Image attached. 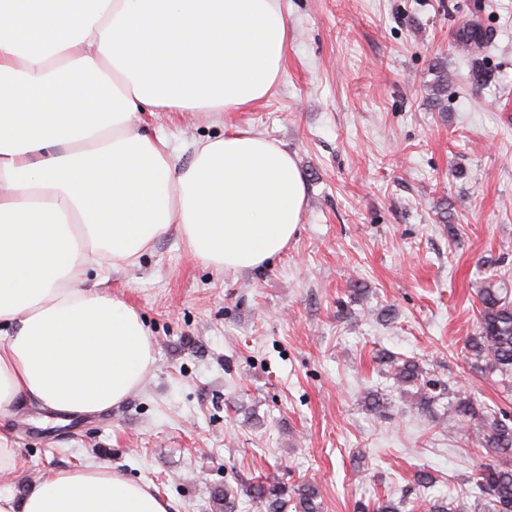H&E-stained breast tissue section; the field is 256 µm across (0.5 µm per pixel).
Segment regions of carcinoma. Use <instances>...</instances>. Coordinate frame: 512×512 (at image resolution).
<instances>
[{
    "label": "carcinoma",
    "instance_id": "cac0c4a2",
    "mask_svg": "<svg viewBox=\"0 0 512 512\" xmlns=\"http://www.w3.org/2000/svg\"><path fill=\"white\" fill-rule=\"evenodd\" d=\"M479 307L476 332L465 344V359L473 368L489 374L497 373L512 391V298L508 289L493 278L478 293ZM380 363L388 367L396 385L410 393L411 405L419 413L431 411L430 382L414 359L397 357L390 352L381 355ZM448 410L456 422L474 435L476 454L488 449L497 459L475 471L472 492L450 494L446 498L412 506L411 512H476L481 504L487 512H512V419L498 407L480 403L460 391L448 390ZM248 497L265 512H283L288 499H293L298 512H321L319 491L315 484L303 482L286 490L278 484H259L249 490ZM221 512H235L237 491L230 485L215 493Z\"/></svg>",
    "mask_w": 512,
    "mask_h": 512
}]
</instances>
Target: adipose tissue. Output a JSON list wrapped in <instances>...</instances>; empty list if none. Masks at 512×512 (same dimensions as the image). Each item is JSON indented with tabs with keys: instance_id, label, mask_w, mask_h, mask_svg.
Instances as JSON below:
<instances>
[{
	"instance_id": "obj_1",
	"label": "adipose tissue",
	"mask_w": 512,
	"mask_h": 512,
	"mask_svg": "<svg viewBox=\"0 0 512 512\" xmlns=\"http://www.w3.org/2000/svg\"><path fill=\"white\" fill-rule=\"evenodd\" d=\"M282 0H0V410L111 409L154 361L139 313L86 286L100 258L137 265L178 225L192 256L254 269L296 233L307 185L288 150L248 131L180 165L143 107L222 115L282 77ZM0 512H168L104 466L60 470Z\"/></svg>"
}]
</instances>
